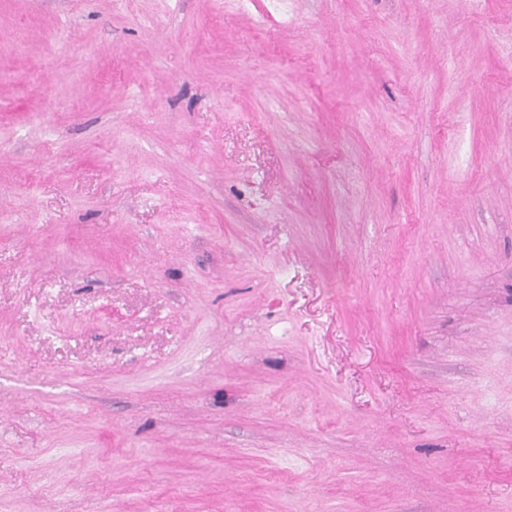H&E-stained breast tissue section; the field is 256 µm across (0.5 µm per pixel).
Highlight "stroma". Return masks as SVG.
<instances>
[{"label": "stroma", "mask_w": 512, "mask_h": 512, "mask_svg": "<svg viewBox=\"0 0 512 512\" xmlns=\"http://www.w3.org/2000/svg\"><path fill=\"white\" fill-rule=\"evenodd\" d=\"M0 512H512V0H0Z\"/></svg>", "instance_id": "35a3bbf8"}]
</instances>
